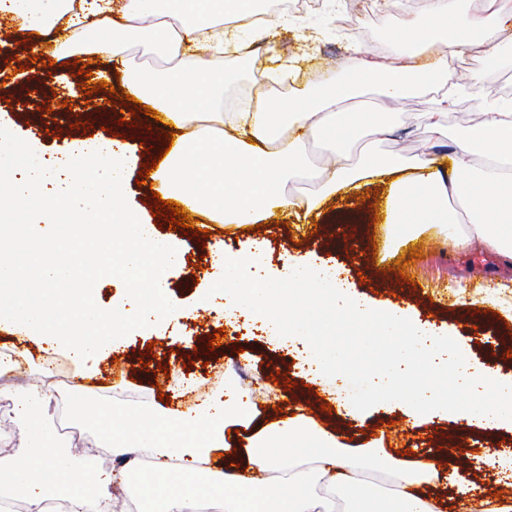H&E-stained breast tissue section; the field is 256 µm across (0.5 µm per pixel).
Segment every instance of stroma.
<instances>
[{
    "label": "stroma",
    "mask_w": 512,
    "mask_h": 512,
    "mask_svg": "<svg viewBox=\"0 0 512 512\" xmlns=\"http://www.w3.org/2000/svg\"><path fill=\"white\" fill-rule=\"evenodd\" d=\"M368 7L377 20L375 25L360 28L357 40L377 53L394 51V44L381 42L377 33L392 30L396 18L374 0H356L351 13L359 15ZM329 16V11L321 6L304 12V24L294 23L282 29L273 48L250 36H242L238 51L224 54V66L233 77L224 87L223 111H240L244 100L274 91L288 96L299 94L315 86L323 72L342 71L347 57L345 42L310 36L309 20H325ZM288 65L293 68L288 82L266 80V73L273 67ZM17 67V62L8 63L0 58V74L7 78L6 83L0 84V115L9 119L15 135L24 138L34 131L31 112L51 107V114L44 117L45 130L39 134L46 155L56 154L73 142L91 136L103 137L108 127L123 134L135 156L152 161L163 151L161 130L153 129L148 139L140 135L142 128L151 126L150 116L120 110L103 96L92 95L87 102L73 105L72 114L83 116L90 110L102 111L107 115L106 120L94 121L89 131L74 128L72 115L60 112L67 92L61 89L57 77L58 72L64 70L75 74L77 83H85L88 78L76 75L74 66L60 61L47 69L36 64L24 75L18 74ZM429 105L428 96L418 95L388 114V121L395 123L397 130L381 144L380 153L394 152L411 160L422 157L428 138L414 133L409 118L412 113L427 110ZM116 115L126 118V125L112 124L111 119ZM385 195V185L378 182L354 194H338L324 205L312 227L304 224L298 214H289L282 224L275 218H268L267 228L259 238L266 245L269 264L280 266L284 255L292 254L340 268L360 295L378 303L391 301L411 307L422 318L449 330L465 356L478 358L487 352L512 349V277L499 270L495 256L478 243L468 252H456L450 241L436 234L429 225L413 233L411 245H404L399 239L391 240L387 225L375 220V206L383 202ZM160 234L178 240L185 252L184 269L168 273L160 281L163 293L176 307L174 317L157 326L155 331H134L125 336L117 351L99 358L94 372H84L72 363L66 366L69 382H82L90 386L91 391L84 405L79 406L70 399L68 388H61L53 424L71 427L73 433L63 438V445L88 448L95 460L102 459L103 454L97 446L99 432L87 420V412L107 404L158 403L155 379L161 374L159 360L180 355L192 336L214 333L223 325L222 320L210 315L202 306L199 291L193 286L194 280L211 272V245L220 241L225 248L235 250L251 237L250 232L234 227L223 234L210 233L203 241L197 236L165 228H161ZM414 248L421 250V257H411L410 251ZM399 260L405 263L407 278L395 283L387 277L386 268ZM368 331V325L340 320L325 338L326 343L340 349L345 356L344 366L351 383L343 392L344 398L358 395L395 348L394 343L383 336L378 337L373 347H360L359 338ZM232 340L233 347H216L209 361L198 359L191 365L185 377L195 388L216 390L229 382L250 390L261 375L281 374L291 379L293 386L288 389L278 384L273 393L257 394L258 421H269L279 409L291 412L299 402L307 415L318 424L327 425L330 432L348 445L379 443L389 453H400L405 460L411 457L412 445L428 446L446 454L448 469H466L485 494L498 492L497 476L485 466L482 451L486 448L512 450L511 430H490L446 418L413 426L408 423L403 407L390 396L359 418L345 416L336 407L326 412L322 409L324 400L318 395V386L308 385L288 347L272 344L262 333L245 329L234 333ZM143 357L149 364L145 370L139 367ZM118 360L125 367L121 377L113 373Z\"/></svg>",
    "instance_id": "1"
}]
</instances>
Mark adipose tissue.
I'll return each mask as SVG.
<instances>
[{
	"label": "adipose tissue",
	"mask_w": 512,
	"mask_h": 512,
	"mask_svg": "<svg viewBox=\"0 0 512 512\" xmlns=\"http://www.w3.org/2000/svg\"><path fill=\"white\" fill-rule=\"evenodd\" d=\"M46 14L42 0H0V15L24 29L58 28L64 46L111 57L122 66L129 92L171 125L175 141L152 175L172 198L202 213L211 224H254L288 211L319 213L337 193H354L379 181L388 188L385 210L391 233L412 224H431L458 249L473 242L512 261V102L488 89L475 98V116L448 128L455 104L456 74L441 42L484 46L495 57L503 49V25H512V0H486L473 10L469 0H423L421 12L402 0H383L399 17L391 31L400 52L377 57L363 43L349 46L348 75L328 76L323 87L244 112L220 110L228 75L193 58L198 43L217 54L242 32L273 38L276 22H256L258 0H79L71 8L56 0ZM164 60L161 69L126 63L131 43ZM374 99H366L367 91ZM417 91L429 92L433 108L411 118L428 133L434 150L450 148L452 168L442 171L432 154L413 163L382 155L378 147L393 132L381 115ZM318 139L324 157L307 143ZM310 180L314 188L295 198L288 182ZM265 247L251 240L237 251L212 248L213 271L202 283L204 305L219 309L225 322L246 319L278 342L299 350L312 383L335 389L343 378L341 356L319 338L340 317L370 322L399 344L360 403L358 413L381 394L425 371L452 379L466 400L428 387L399 393L411 422L439 414L490 427L512 428V379L475 358L462 356L453 336L439 332L410 308L361 299L335 268L305 256H288L283 272L271 273ZM328 298L317 315L293 307L299 292ZM41 386L0 387L14 401L15 423L30 434L31 453L0 461V486L19 495L26 512H44L51 497L62 512H444L435 489L447 482L440 458H394L383 448H347L304 413L255 427L258 414L250 391L232 385L188 407L107 406L93 410L103 454L112 463L84 462L63 447L51 430L57 403L44 371ZM477 394L468 402V394ZM247 437H239V429ZM223 451L216 462L215 451ZM28 461L23 478L14 473ZM131 486L113 493L114 477Z\"/></svg>",
	"instance_id": "1"
}]
</instances>
